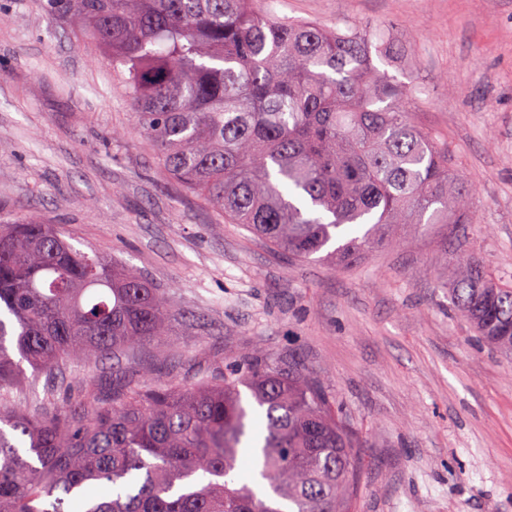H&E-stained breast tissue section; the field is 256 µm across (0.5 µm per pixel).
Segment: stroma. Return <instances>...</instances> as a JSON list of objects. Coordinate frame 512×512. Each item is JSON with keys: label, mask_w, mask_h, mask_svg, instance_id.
Returning a JSON list of instances; mask_svg holds the SVG:
<instances>
[{"label": "stroma", "mask_w": 512, "mask_h": 512, "mask_svg": "<svg viewBox=\"0 0 512 512\" xmlns=\"http://www.w3.org/2000/svg\"><path fill=\"white\" fill-rule=\"evenodd\" d=\"M47 0H0V215L64 225L173 309L153 359L76 360L0 391L54 404L301 365L362 435L357 512H512V359L445 282L460 254L512 278V0H256L260 13L376 28L415 119L473 190L469 224H406L352 267L297 261L225 224L162 170L108 59Z\"/></svg>", "instance_id": "obj_1"}]
</instances>
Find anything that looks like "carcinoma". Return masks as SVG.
Segmentation results:
<instances>
[{
  "instance_id": "obj_1",
  "label": "carcinoma",
  "mask_w": 512,
  "mask_h": 512,
  "mask_svg": "<svg viewBox=\"0 0 512 512\" xmlns=\"http://www.w3.org/2000/svg\"><path fill=\"white\" fill-rule=\"evenodd\" d=\"M49 2L120 70L164 172L273 249L348 267L398 224L467 223L471 193L414 121L407 86L379 67L395 51L372 30L263 16L253 0ZM68 238L0 217V389L166 333L164 292ZM450 282L477 335L512 355V281L463 255ZM241 386L264 426L265 494L237 472ZM361 447L297 367L39 415L0 404V512H355Z\"/></svg>"
}]
</instances>
